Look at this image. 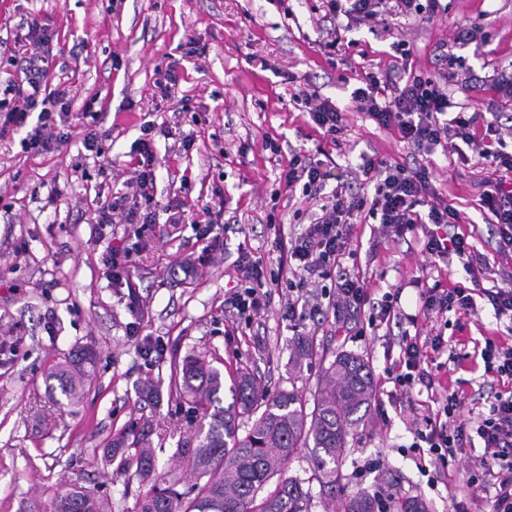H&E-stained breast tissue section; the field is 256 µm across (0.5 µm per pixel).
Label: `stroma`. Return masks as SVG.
Wrapping results in <instances>:
<instances>
[{"label": "stroma", "mask_w": 512, "mask_h": 512, "mask_svg": "<svg viewBox=\"0 0 512 512\" xmlns=\"http://www.w3.org/2000/svg\"><path fill=\"white\" fill-rule=\"evenodd\" d=\"M447 3L431 23L391 14L386 24L408 41L414 70L452 74L454 101L475 112L512 114V98L492 86L496 71L512 67V0ZM32 16L55 34V81L70 86L76 109L94 100L99 126L112 136L102 143L110 160L104 167L85 154L81 119L72 120L69 142L55 153L23 151L17 135L0 141V512H26L33 502L48 512L71 483L108 500L112 512H137L148 483L131 471L117 473L106 456L132 429L154 448L159 476L177 479L181 491L193 484L195 474L176 451L195 447L201 415L176 390L173 361L203 356L220 367L248 369L269 389L298 388L310 400L342 352L368 361L375 392L368 422L349 438L342 466L347 492L373 490L390 478L431 512H486L490 481L470 484L482 448L463 449L442 474L429 459L405 452L427 395L397 394L385 371L403 336L442 335L463 361L440 370L436 383L459 392L464 416L485 413L491 378L480 353L486 339L512 342V323L497 319L484 299L468 315L379 326L369 325L365 311L337 323L318 282L303 290L307 305L323 309L314 321H288L284 296L247 320L224 307L239 247L271 263L269 220L283 224L288 238L303 229L294 216L306 206L302 190L289 193L279 183L292 149L321 161L328 192L359 180L361 154L412 164L398 131L348 109L357 86L352 72L394 61L386 24L354 26L330 61L321 49L331 28L321 0H0V89L19 75L8 60ZM462 28L473 32L465 44L455 40ZM191 38L203 54L188 55ZM170 63L179 84L165 98L156 82ZM467 72L472 81L461 83ZM302 86L344 110L338 143L307 121L294 99ZM146 120L157 128V200L164 204L180 193L190 204L223 188L224 250L205 251L192 224L168 223L163 213L144 226L95 222L97 203L133 194L131 160ZM174 126L191 136L190 149L166 136ZM268 137L276 151L266 150ZM429 167L436 190L459 211L461 231L488 262L480 287L512 285V260L498 256L491 215L478 204V167L439 152ZM140 239L147 247L132 273L140 298L133 309L126 289L104 276L103 259L110 248ZM191 254L201 264L188 280L179 264ZM427 263L421 237L392 240L374 220L355 224L342 260L375 295L400 290L406 316L417 309V277L445 288L471 283L457 259L439 270ZM300 334L312 337L315 355L296 378L288 372V344ZM79 349L91 350L94 359L83 396L72 403L50 374Z\"/></svg>", "instance_id": "35a3bbf8"}]
</instances>
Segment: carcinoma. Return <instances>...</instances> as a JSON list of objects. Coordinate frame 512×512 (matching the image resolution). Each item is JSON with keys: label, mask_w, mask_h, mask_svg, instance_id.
Masks as SVG:
<instances>
[{"label": "carcinoma", "mask_w": 512, "mask_h": 512, "mask_svg": "<svg viewBox=\"0 0 512 512\" xmlns=\"http://www.w3.org/2000/svg\"><path fill=\"white\" fill-rule=\"evenodd\" d=\"M312 355L311 340L297 337L291 345L292 370L301 372ZM83 376V366L77 363L53 378L74 402ZM226 388L231 402L224 406L220 394ZM177 390L207 418L196 446L180 449L205 482L185 492L175 489L174 481L159 487L154 449L136 436L129 443L123 438L110 449L109 458L121 456V464L135 468L141 480L153 481L139 499L138 512H310L315 482L333 512H430L423 499L396 483L383 491L343 494L342 460L349 451L350 431L367 419L374 398L369 364L358 356H336L311 403L294 389L270 393L251 374L239 369L226 374L202 357L183 360ZM244 417L250 427L241 436ZM302 448L311 449V475H287ZM276 476L275 489L261 495ZM53 512H110V507L86 489H71L56 497Z\"/></svg>", "instance_id": "1"}]
</instances>
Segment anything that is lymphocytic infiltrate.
<instances>
[{
  "mask_svg": "<svg viewBox=\"0 0 512 512\" xmlns=\"http://www.w3.org/2000/svg\"><path fill=\"white\" fill-rule=\"evenodd\" d=\"M384 0H323L325 14L332 21L333 37L328 50L342 42L339 17L350 21H372ZM26 48L20 59L19 80L7 84L0 92V140L22 134V146L36 153H48L70 138L66 130L73 107L68 88L53 85L50 79L49 46L51 33L37 17L26 22ZM392 48L401 62L386 70L363 69L361 85L351 99L356 111L367 113L379 126L397 130L401 141L413 155L430 156L435 149L449 154L471 150L484 176L480 182L481 207L487 208L498 235V253L512 257V189L507 177L512 174V147L501 136L502 113L482 118L480 113L456 109L440 77L414 73L408 59L411 49L406 40L396 39ZM300 101L307 116L324 138L337 140L343 130L344 114L317 92L302 91ZM155 126H141L132 180L138 199L128 202L116 196L97 207L100 224H152L158 203L153 195L157 159L153 148ZM359 170L364 190H336L319 209L311 211L305 229L294 239L284 237L280 225L270 223L266 233L277 254V272H268L262 259L241 253L237 262V284L224 300L229 310L249 318L269 306L272 297L289 288L294 296L288 301V317L296 319L299 302L296 292L306 288L309 280L333 279L334 315L347 322L370 301V291L358 277L342 268L340 261L349 252L354 217L366 215L392 229L396 236L423 233L424 252L428 258L448 260L454 257L471 275L478 276L476 248L465 233L457 232L461 217L456 208L436 193L427 165L412 167L385 157L363 156ZM288 191L303 189L309 198L320 196L324 175L308 152H292L279 176ZM140 253L139 247H114L107 253L103 266L113 286H128L130 272ZM289 284H282V275ZM475 295L469 288L436 285L421 289L418 312L432 317L455 311L469 314L475 308ZM130 306H138L136 291L128 293ZM442 336L425 343L406 342L397 359L390 362L387 373L400 394L424 387L434 411L419 419L413 430L410 448L428 453L434 463L446 464L463 448L481 442V472L493 478L494 512H512V394H496L488 404L486 415L466 418L461 414L462 400L457 392L438 391L430 367L436 356L447 351Z\"/></svg>",
  "mask_w": 512,
  "mask_h": 512,
  "instance_id": "lymphocytic-infiltrate-1",
  "label": "lymphocytic infiltrate"
}]
</instances>
